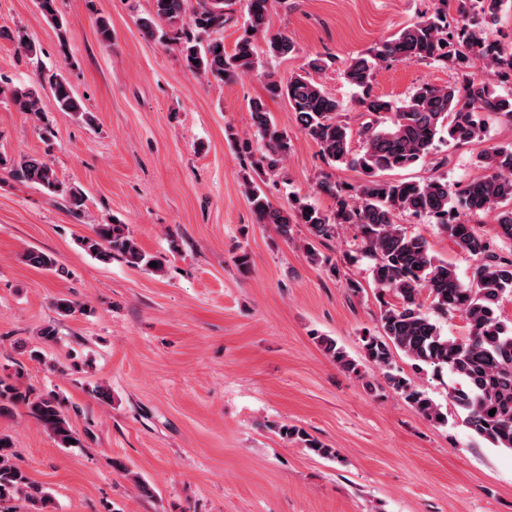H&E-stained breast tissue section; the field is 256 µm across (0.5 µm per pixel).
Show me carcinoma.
<instances>
[{
	"mask_svg": "<svg viewBox=\"0 0 512 512\" xmlns=\"http://www.w3.org/2000/svg\"><path fill=\"white\" fill-rule=\"evenodd\" d=\"M152 2V12L140 19L141 30L148 36L163 26L175 31L186 67L203 78L233 81L262 67L264 57L278 59L296 52L295 42L287 35L268 34L269 15L280 0H247V18L230 51L222 39L200 41V34L224 29L228 21L226 0H197L190 13L188 0ZM504 2L456 0V14L451 16L448 0H433L432 9L419 21L352 59L344 78L361 90L359 105L366 117L355 130L345 120L342 103L309 77V71H322L331 62V57L317 54L309 58L306 72L286 81L267 76L266 97L249 101L254 137L260 138L261 147H254L253 137H241L231 126L225 135L247 164L243 192L256 222L272 226L285 240L290 239L293 225H306L310 238L303 251L311 263L325 267L333 276L340 273L317 244L333 238L342 224L355 228L357 249L372 261V278L381 292L378 333L364 335V358L382 370L384 382L403 395L422 418L442 424L448 421V413L393 368V357L403 354L418 370L450 371L459 385L452 388L449 397L462 410L465 426L492 446L512 451V326L499 315L504 295L512 293V258L497 255L475 225L457 218L460 208L471 215L490 214L496 237L512 242V146H490L480 151L473 164L481 175L454 185L440 173L443 160L433 166L431 175L420 180L381 176L385 171L424 163L435 142L444 138L456 145L483 141L492 118L512 122V92L501 90L503 85L512 86V46L490 34ZM260 38L265 43L262 50ZM475 59L485 69L481 78L469 72ZM403 61L449 65L457 80L443 86H418L402 101L373 93L380 70ZM48 83L60 110L73 112L88 124L94 121L64 78L55 74ZM11 98L20 111L40 113L35 90L16 89ZM268 98L288 101L329 163L353 165L363 174L356 186L321 176L318 191L336 200L335 210L325 211L297 197L286 207H276L254 179L256 175H278L291 148L288 132L277 129L272 121ZM1 169L50 195L67 198L73 213L83 210L82 190L61 183L41 158L24 156L17 162L0 154ZM404 213L434 221L457 246L477 257L468 282L433 254L422 235L410 233L395 222L396 216ZM81 244L100 261L119 257L132 269L156 275L165 272L167 259L144 251L125 224H97ZM27 260L39 269L56 268L55 260L43 252H29ZM151 262L157 266H149ZM424 297L443 317L454 312L465 314L467 336L458 339L442 334L438 323L423 312ZM316 340L337 367L365 379L359 361L336 340L329 336ZM18 405L53 435L60 447L71 448L79 440L58 395L36 393L0 377V415L11 413ZM492 409L495 414L491 416ZM278 433L288 441L302 443L318 457H337L335 449L302 429L285 424L279 426ZM15 499L27 503L28 512H50L53 507L49 492L31 481L15 462L12 437L0 433V503Z\"/></svg>",
	"mask_w": 512,
	"mask_h": 512,
	"instance_id": "obj_1",
	"label": "carcinoma"
}]
</instances>
